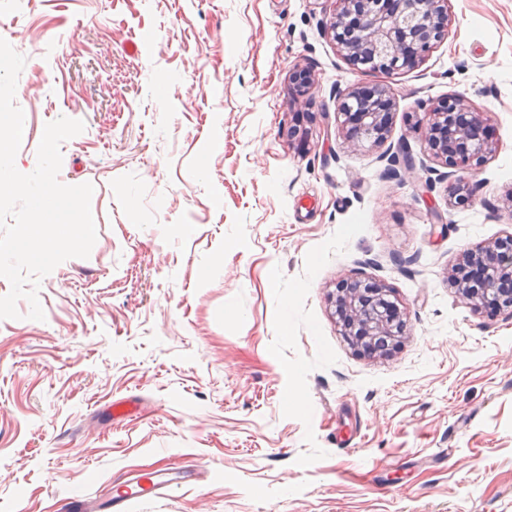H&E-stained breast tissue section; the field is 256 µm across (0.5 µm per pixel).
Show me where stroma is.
Instances as JSON below:
<instances>
[{"label":"stroma","instance_id":"35a3bbf8","mask_svg":"<svg viewBox=\"0 0 512 512\" xmlns=\"http://www.w3.org/2000/svg\"><path fill=\"white\" fill-rule=\"evenodd\" d=\"M334 8L0 0L25 58L15 164L35 169L47 123L83 121L58 179L93 185L97 231L41 280L44 320L24 300L0 319V512H76L187 464L200 482L131 512H512V317L448 285L512 233V0H448L444 38L393 76L337 53ZM373 85L390 133L353 151L336 92ZM455 96L497 135L464 204L417 132ZM349 277L398 302L390 355L342 336L330 295Z\"/></svg>","mask_w":512,"mask_h":512}]
</instances>
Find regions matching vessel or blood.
I'll return each instance as SVG.
<instances>
[{
    "label": "vessel or blood",
    "instance_id": "b4317fda",
    "mask_svg": "<svg viewBox=\"0 0 512 512\" xmlns=\"http://www.w3.org/2000/svg\"><path fill=\"white\" fill-rule=\"evenodd\" d=\"M198 478L199 474L193 468L174 474L161 471L132 474L126 480L125 494L106 501H95L87 507L86 512H129L132 503L165 496L173 488L196 483Z\"/></svg>",
    "mask_w": 512,
    "mask_h": 512
}]
</instances>
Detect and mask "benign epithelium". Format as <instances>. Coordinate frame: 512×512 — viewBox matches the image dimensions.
Wrapping results in <instances>:
<instances>
[{
    "instance_id": "benign-epithelium-1",
    "label": "benign epithelium",
    "mask_w": 512,
    "mask_h": 512,
    "mask_svg": "<svg viewBox=\"0 0 512 512\" xmlns=\"http://www.w3.org/2000/svg\"><path fill=\"white\" fill-rule=\"evenodd\" d=\"M339 5L326 26L327 34L344 59L361 73L396 74L419 63L445 35L448 0H337ZM290 83L301 92L313 84L310 70L296 68ZM392 100L387 87H355L336 93V114L346 128L348 147L383 144L392 123ZM426 148L457 176L453 197L463 202L476 196L464 182L467 170L478 169L495 152L496 142L482 113L463 97L430 112L421 133ZM449 284L474 308L490 306L512 316V234L479 245L463 254L449 275ZM335 311L342 335L359 351L378 350L381 339L395 341L404 332L390 290L361 278L336 285Z\"/></svg>"
}]
</instances>
